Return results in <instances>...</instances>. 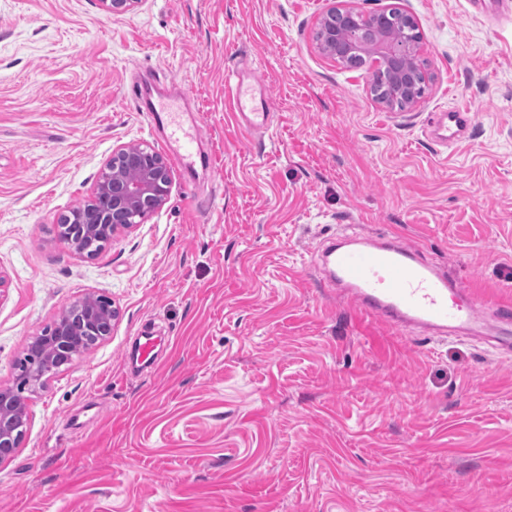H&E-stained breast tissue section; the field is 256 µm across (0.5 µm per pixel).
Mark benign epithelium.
<instances>
[{
	"label": "benign epithelium",
	"instance_id": "benign-epithelium-1",
	"mask_svg": "<svg viewBox=\"0 0 512 512\" xmlns=\"http://www.w3.org/2000/svg\"><path fill=\"white\" fill-rule=\"evenodd\" d=\"M104 10L112 14L131 11L141 0H100ZM352 10L333 7L319 21L328 30V42L317 43L319 52L326 58L341 62V58L361 39L362 33L350 28L347 16ZM420 49L417 44L404 39H379L376 41L374 62L379 67L392 70L393 90L397 94L412 91ZM139 169L130 178V167ZM171 186V176L166 159L147 145L128 143L112 151V157L102 167L91 192L88 204L100 198L104 206L90 215L78 210L73 218L72 232L66 242L79 254L87 255L80 247V240L106 226L112 240L120 229L144 223L166 204ZM117 310L106 296H89L87 300L66 307L54 322V338L40 349L29 352V369L32 379L24 386H0V462L14 456L20 448L21 428L27 423V404L23 392H36L43 380L38 378L41 367L54 359L70 361L84 351L83 337L92 336L99 342L112 333Z\"/></svg>",
	"mask_w": 512,
	"mask_h": 512
}]
</instances>
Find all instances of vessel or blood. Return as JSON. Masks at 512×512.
<instances>
[{"label":"vessel or blood","instance_id":"vessel-or-blood-1","mask_svg":"<svg viewBox=\"0 0 512 512\" xmlns=\"http://www.w3.org/2000/svg\"><path fill=\"white\" fill-rule=\"evenodd\" d=\"M232 95L247 130L269 128L272 102L260 81L236 83ZM433 124L436 143L458 145L470 136L472 114L452 108L437 113ZM177 143L174 161L185 169L193 167L196 135L183 134ZM320 261L326 286L352 302L360 318L431 334L479 336L489 329L499 346H512L511 302L483 300L398 238H366L356 232L341 236L329 242Z\"/></svg>","mask_w":512,"mask_h":512}]
</instances>
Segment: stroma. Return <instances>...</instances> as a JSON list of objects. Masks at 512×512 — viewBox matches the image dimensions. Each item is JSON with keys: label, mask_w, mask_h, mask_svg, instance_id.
<instances>
[{"label": "stroma", "mask_w": 512, "mask_h": 512, "mask_svg": "<svg viewBox=\"0 0 512 512\" xmlns=\"http://www.w3.org/2000/svg\"><path fill=\"white\" fill-rule=\"evenodd\" d=\"M333 6L413 17L422 98L390 109L373 64L318 52ZM156 74L188 95L178 121L213 163L171 165L161 211L78 255L58 221L113 149L171 154L134 102ZM248 75L273 102L261 136L228 96ZM451 107L474 125L445 148L431 122ZM352 231L399 234L512 301V17L467 0H0V386L74 301L119 310L29 395L0 512H512V352L359 319L316 265Z\"/></svg>", "instance_id": "stroma-1"}]
</instances>
